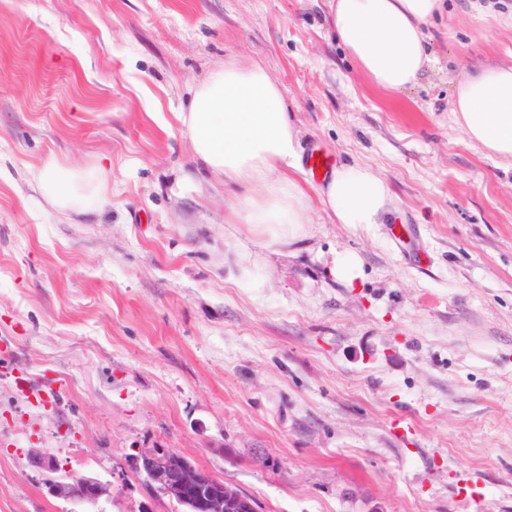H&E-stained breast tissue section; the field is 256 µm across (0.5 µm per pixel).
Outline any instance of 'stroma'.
<instances>
[{
    "label": "stroma",
    "mask_w": 512,
    "mask_h": 512,
    "mask_svg": "<svg viewBox=\"0 0 512 512\" xmlns=\"http://www.w3.org/2000/svg\"><path fill=\"white\" fill-rule=\"evenodd\" d=\"M331 0H0V512H140L164 448L258 512H512V168L466 140L454 86L512 64V0H443L418 82L375 86ZM282 88L312 145L389 185L385 223L281 243L193 159L176 114L226 59ZM111 164L63 215L47 160ZM361 260L347 282L331 268ZM60 478L111 483L87 509Z\"/></svg>",
    "instance_id": "1"
}]
</instances>
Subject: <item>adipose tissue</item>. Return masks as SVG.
I'll return each instance as SVG.
<instances>
[{"label":"adipose tissue","mask_w":512,"mask_h":512,"mask_svg":"<svg viewBox=\"0 0 512 512\" xmlns=\"http://www.w3.org/2000/svg\"><path fill=\"white\" fill-rule=\"evenodd\" d=\"M440 0H336L333 25L360 69L377 87L403 91L431 63L424 28ZM453 112L470 142L512 165V65L481 63L458 81ZM197 163L250 192L247 223L280 241L298 238L307 221V195L286 170L298 142L282 91L257 64L230 60L210 72L179 113ZM105 167L45 162L32 172L41 196L61 213L86 214L106 200ZM336 223H382L392 193L370 167L334 169L318 191Z\"/></svg>","instance_id":"ef3b65f1"}]
</instances>
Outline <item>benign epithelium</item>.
I'll return each instance as SVG.
<instances>
[{"label":"benign epithelium","instance_id":"obj_1","mask_svg":"<svg viewBox=\"0 0 512 512\" xmlns=\"http://www.w3.org/2000/svg\"><path fill=\"white\" fill-rule=\"evenodd\" d=\"M131 466L150 491L176 501L183 512H257L249 495L219 482L179 453L161 448L145 451L132 458ZM46 492L92 507L110 498L107 484L81 476L53 479Z\"/></svg>","mask_w":512,"mask_h":512}]
</instances>
